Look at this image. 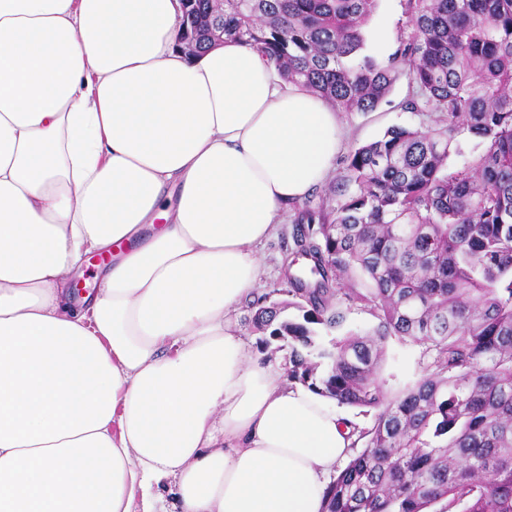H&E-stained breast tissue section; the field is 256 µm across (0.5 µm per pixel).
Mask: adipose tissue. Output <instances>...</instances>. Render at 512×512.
I'll list each match as a JSON object with an SVG mask.
<instances>
[{"mask_svg":"<svg viewBox=\"0 0 512 512\" xmlns=\"http://www.w3.org/2000/svg\"><path fill=\"white\" fill-rule=\"evenodd\" d=\"M181 9L0 0V512H323L349 453L227 326L337 115L237 41L188 55Z\"/></svg>","mask_w":512,"mask_h":512,"instance_id":"ef3b65f1","label":"adipose tissue"}]
</instances>
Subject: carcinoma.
Masks as SVG:
<instances>
[{"label":"carcinoma","instance_id":"obj_1","mask_svg":"<svg viewBox=\"0 0 512 512\" xmlns=\"http://www.w3.org/2000/svg\"><path fill=\"white\" fill-rule=\"evenodd\" d=\"M375 0H184L177 42L213 34L340 112H369L404 71L401 104L445 127H391L352 151L336 205L297 209L283 296L254 302L261 349L288 350L286 374L339 405L353 455L326 512H512V0H407L411 33L385 62L360 55ZM483 150L448 171L459 138ZM320 224L314 234L304 224ZM360 306L375 318L348 328ZM395 339L428 361L408 379Z\"/></svg>","mask_w":512,"mask_h":512}]
</instances>
